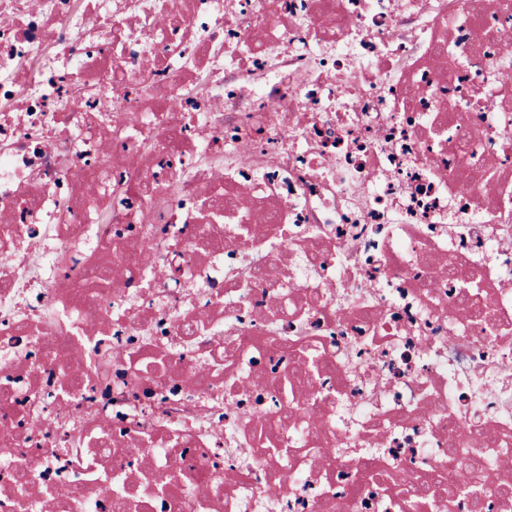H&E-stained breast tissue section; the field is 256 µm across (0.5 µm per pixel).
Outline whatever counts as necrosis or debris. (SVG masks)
Here are the masks:
<instances>
[{
  "label": "necrosis or debris",
  "mask_w": 512,
  "mask_h": 512,
  "mask_svg": "<svg viewBox=\"0 0 512 512\" xmlns=\"http://www.w3.org/2000/svg\"><path fill=\"white\" fill-rule=\"evenodd\" d=\"M158 2L0 0V512H512V0Z\"/></svg>",
  "instance_id": "necrosis-or-debris-1"
}]
</instances>
